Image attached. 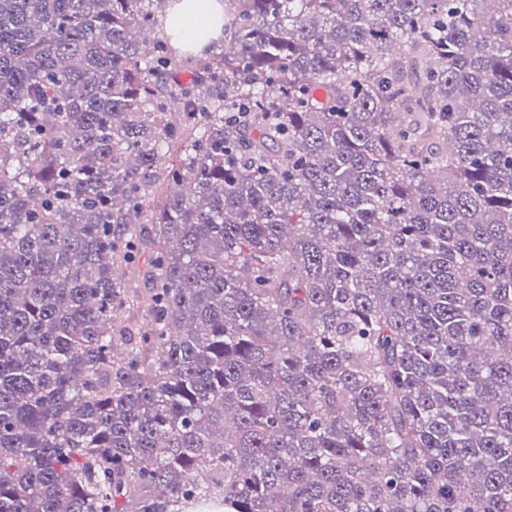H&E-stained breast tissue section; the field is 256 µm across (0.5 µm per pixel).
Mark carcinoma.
I'll use <instances>...</instances> for the list:
<instances>
[{
    "instance_id": "1",
    "label": "carcinoma",
    "mask_w": 512,
    "mask_h": 512,
    "mask_svg": "<svg viewBox=\"0 0 512 512\" xmlns=\"http://www.w3.org/2000/svg\"><path fill=\"white\" fill-rule=\"evenodd\" d=\"M181 2L0 0V512H512V0ZM191 6L182 14L180 18L181 39L187 44H194L199 38L198 33L206 28L211 33V38H216L224 23V3L218 4L216 0H183ZM217 15L219 20L213 21V16Z\"/></svg>"
}]
</instances>
